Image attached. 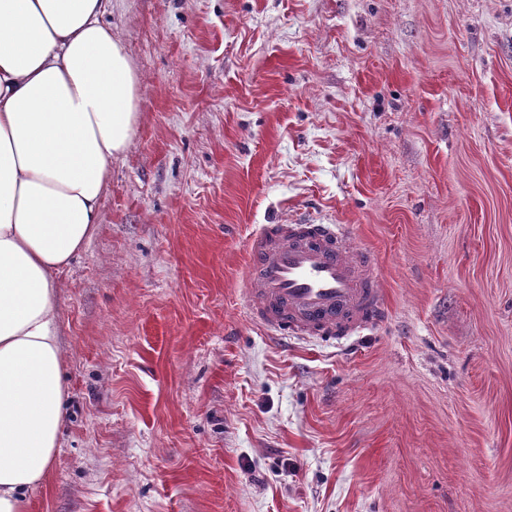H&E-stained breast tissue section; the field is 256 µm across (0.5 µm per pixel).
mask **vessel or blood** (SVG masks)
<instances>
[{
	"mask_svg": "<svg viewBox=\"0 0 512 512\" xmlns=\"http://www.w3.org/2000/svg\"><path fill=\"white\" fill-rule=\"evenodd\" d=\"M248 253L251 313L275 335L344 340L388 313L380 265L345 225L265 224Z\"/></svg>",
	"mask_w": 512,
	"mask_h": 512,
	"instance_id": "vessel-or-blood-1",
	"label": "vessel or blood"
}]
</instances>
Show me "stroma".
I'll return each mask as SVG.
<instances>
[{"instance_id":"35a3bbf8","label":"stroma","mask_w":512,"mask_h":512,"mask_svg":"<svg viewBox=\"0 0 512 512\" xmlns=\"http://www.w3.org/2000/svg\"><path fill=\"white\" fill-rule=\"evenodd\" d=\"M141 76L56 273L67 419L28 512H512V0H112ZM349 225L389 315L253 320L264 224Z\"/></svg>"}]
</instances>
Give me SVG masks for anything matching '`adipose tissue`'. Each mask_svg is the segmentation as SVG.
Wrapping results in <instances>:
<instances>
[{
	"label": "adipose tissue",
	"instance_id": "1",
	"mask_svg": "<svg viewBox=\"0 0 512 512\" xmlns=\"http://www.w3.org/2000/svg\"><path fill=\"white\" fill-rule=\"evenodd\" d=\"M108 0H0V512H28L65 417L54 271L99 223L141 79Z\"/></svg>",
	"mask_w": 512,
	"mask_h": 512
}]
</instances>
